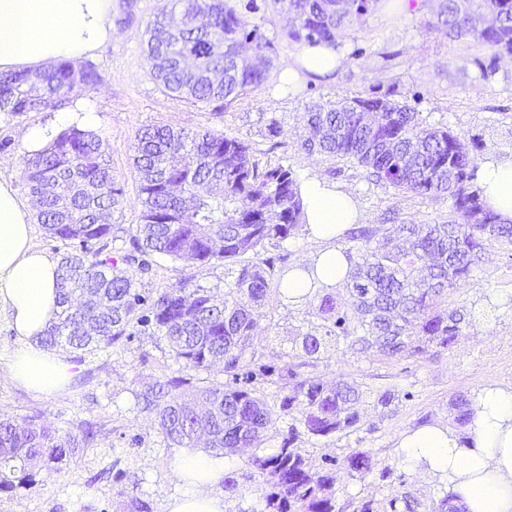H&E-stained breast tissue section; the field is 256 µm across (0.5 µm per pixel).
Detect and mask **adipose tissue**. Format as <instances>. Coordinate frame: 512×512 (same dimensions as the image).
<instances>
[{
  "label": "adipose tissue",
  "instance_id": "adipose-tissue-1",
  "mask_svg": "<svg viewBox=\"0 0 512 512\" xmlns=\"http://www.w3.org/2000/svg\"><path fill=\"white\" fill-rule=\"evenodd\" d=\"M116 0H0V72L36 71L58 60L92 56L114 31L108 17ZM96 117L83 102L57 112L51 121L19 130L27 154L41 152L64 128L92 129ZM486 204L502 221L512 222V159L487 158L476 173ZM304 222L323 247L308 270L288 277V293L309 294L312 280L338 287L349 269L338 245L347 225L359 223L352 194L318 178L300 186ZM31 205L12 182L0 180V304L6 305L16 347L8 367L12 382L36 395L65 393L76 374L67 356L43 348L39 338L59 311L58 261L32 239ZM404 460L431 471L456 496L464 512H512V387H484L466 435L441 424L402 434ZM223 455L186 448L172 476L188 485L171 498L165 512H225Z\"/></svg>",
  "mask_w": 512,
  "mask_h": 512
}]
</instances>
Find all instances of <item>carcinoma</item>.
<instances>
[{"label":"carcinoma","mask_w":512,"mask_h":512,"mask_svg":"<svg viewBox=\"0 0 512 512\" xmlns=\"http://www.w3.org/2000/svg\"><path fill=\"white\" fill-rule=\"evenodd\" d=\"M179 15L149 20L147 59L166 91L195 104L223 107L264 83L275 41L244 13L257 0H182ZM287 3L289 45L337 46L336 38L360 26L381 0H270ZM471 13L489 14L486 28L468 25ZM433 26L466 49L492 51L479 63L490 82L509 73L498 61L512 58V0H440ZM92 65L79 69L62 60L35 74L0 75V112H57L73 96L95 85ZM304 151L350 159L370 183L403 194L446 198L460 221L443 224H378L350 236L343 250L350 271L349 299L336 302L330 287L314 290V329L299 332L295 353L275 368L262 363L254 342L263 317L276 258L302 224L300 184L290 166L263 164L245 140L210 128L148 127L136 136L134 165L139 181L138 223L125 229L130 248L121 250L126 270L100 243L116 239L115 213L126 205L101 136L72 126L36 156L24 157L23 187L36 206L38 223L51 237L75 249L60 260V312L41 338L52 348L64 341L92 353L151 329L166 337L183 373L222 365L224 381L190 388V379L168 376L137 394L138 405L155 414L165 439L192 448L252 450L248 463L262 477L265 512H336L326 490L336 472L314 468L297 447L300 431L327 436L356 427L363 391L339 381L326 385L311 370L347 342L360 355L381 359L446 348L472 323L448 309V291L471 275L485 242L512 245L506 224L482 201L474 186L478 158L446 129L423 124L406 103L380 97H350L306 112ZM158 256L234 269L224 300L189 279L155 293L136 288ZM277 377L287 393L281 410L293 416L280 448L264 452L272 422L255 384ZM95 441L90 428L62 436L33 421L0 418V492L32 481V465L59 464ZM349 476L371 469V457L354 450L344 459Z\"/></svg>","instance_id":"obj_1"}]
</instances>
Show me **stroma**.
<instances>
[{"label": "stroma", "mask_w": 512, "mask_h": 512, "mask_svg": "<svg viewBox=\"0 0 512 512\" xmlns=\"http://www.w3.org/2000/svg\"><path fill=\"white\" fill-rule=\"evenodd\" d=\"M172 2L138 0L134 21L116 27L112 42L91 56L99 80L81 93L101 116L98 132L128 200L115 216L120 227L138 221L133 146L137 134L149 126L210 127L243 138L262 160L288 164L298 179L318 177L351 191L367 225L382 223L388 214L399 223L440 224L451 221L452 214L446 199L372 185L356 164L304 151V116L313 104L347 96H384L408 103L426 123L448 126L479 158L512 156V77L484 83L474 51L448 41L443 31L428 29V7H379L362 26L342 34L341 63L327 76L302 73L294 83H284L282 73L294 64L298 50L279 48L264 84L215 115L164 91L150 73L144 53L146 23ZM47 118L44 112L0 114V140L9 142L0 150L1 179L21 186L24 152L16 131ZM273 119L282 130L275 149L264 138V128ZM184 276L193 287L219 297L230 279L220 262L189 267L162 260L138 287L153 292ZM510 293L512 246L486 243L478 268L448 294L449 308L462 307L474 315L472 325L452 346L380 361L359 356L344 343L316 368L324 383L344 380L372 394L361 405L355 428L325 437L304 435L297 442L316 465L327 458L343 460L354 449L369 451L372 469L363 477L336 472L330 492L345 512H354L364 500L373 501L376 512H390L389 500L404 495L418 501L416 512H438L446 487L426 471L405 464L397 442L403 433L426 423L454 426L456 403L476 399L485 386L512 385V308L502 304ZM492 303L498 309L491 314L487 308ZM308 311L305 305H283L278 288L270 289L255 331L268 362L293 352L294 335L310 326ZM14 348L10 315L1 305L0 417L29 418L62 435L79 433L90 424L98 436L93 447L69 461L41 465L32 482L0 492V512H127L130 494L163 512L166 502L182 493L171 477L178 448L168 445L153 415L137 410L133 399L135 392L177 373L179 366L164 337L142 333L90 354L67 349L77 374L62 395L37 396L9 381L6 372ZM386 391L393 394V402L377 405L376 396ZM228 462L238 485L224 493L226 512H262L264 504L246 457L232 455Z\"/></svg>", "instance_id": "obj_1"}]
</instances>
